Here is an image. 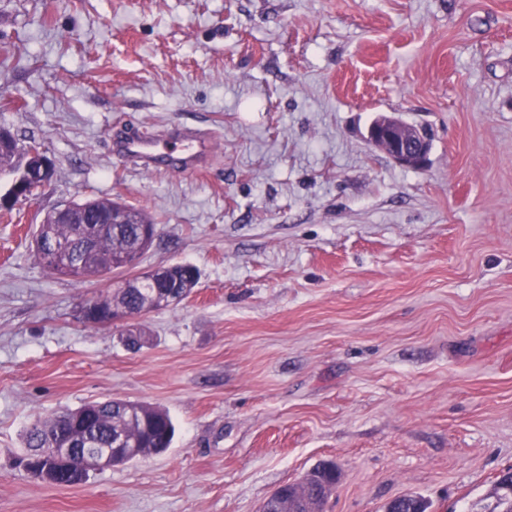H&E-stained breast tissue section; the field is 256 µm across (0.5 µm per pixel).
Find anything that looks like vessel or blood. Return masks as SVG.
I'll return each instance as SVG.
<instances>
[{"label": "vessel or blood", "mask_w": 512, "mask_h": 512, "mask_svg": "<svg viewBox=\"0 0 512 512\" xmlns=\"http://www.w3.org/2000/svg\"><path fill=\"white\" fill-rule=\"evenodd\" d=\"M213 152L214 139L202 129L175 127L158 136L120 130L112 139V153L116 157L144 163L162 160L174 172L198 170Z\"/></svg>", "instance_id": "vessel-or-blood-1"}]
</instances>
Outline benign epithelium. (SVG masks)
I'll use <instances>...</instances> for the list:
<instances>
[{"label":"benign epithelium","instance_id":"benign-epithelium-1","mask_svg":"<svg viewBox=\"0 0 512 512\" xmlns=\"http://www.w3.org/2000/svg\"><path fill=\"white\" fill-rule=\"evenodd\" d=\"M367 141L405 168H421L428 161L430 143L425 130L396 115H378L368 127ZM24 154L29 159H38L39 167L27 163L21 166L7 197L4 198L6 204L27 199L35 185L43 186L51 178L50 162L42 147L27 146ZM66 464L84 473L110 468L114 466L112 449L86 448L83 452L66 458Z\"/></svg>","mask_w":512,"mask_h":512}]
</instances>
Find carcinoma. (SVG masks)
Returning a JSON list of instances; mask_svg holds the SVG:
<instances>
[{
	"instance_id": "carcinoma-1",
	"label": "carcinoma",
	"mask_w": 512,
	"mask_h": 512,
	"mask_svg": "<svg viewBox=\"0 0 512 512\" xmlns=\"http://www.w3.org/2000/svg\"><path fill=\"white\" fill-rule=\"evenodd\" d=\"M17 140H0V172L14 170L13 158L19 152ZM102 224H91L78 216L72 222L46 220L39 225L35 239L41 247L35 248L39 261L52 273L83 279L109 274L120 268H129L148 248L143 230L154 224L140 210L110 199L90 200ZM175 274L180 282L190 284L178 288L179 299L190 295L198 283L197 271L188 265H179ZM169 287L168 281L158 280L149 285L143 277L125 278L115 289L104 295L91 297L103 312L111 307H123L133 316H143L159 308L155 295ZM175 432L170 416L156 408L122 399L88 403L70 410L64 416L38 420L26 432L27 457L40 466L49 464L43 458V448H110L112 438L124 436L126 448L116 457V463L125 464L146 454L165 452ZM333 481V474L321 465L304 480L284 485L287 508L292 512L318 510L323 500L317 499L320 490ZM398 507L406 512H428L430 504L421 496L410 495L398 500Z\"/></svg>"
}]
</instances>
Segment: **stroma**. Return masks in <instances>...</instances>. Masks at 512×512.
Masks as SVG:
<instances>
[{
	"instance_id": "1",
	"label": "stroma",
	"mask_w": 512,
	"mask_h": 512,
	"mask_svg": "<svg viewBox=\"0 0 512 512\" xmlns=\"http://www.w3.org/2000/svg\"><path fill=\"white\" fill-rule=\"evenodd\" d=\"M433 132L404 169L366 140ZM214 138L205 171L112 154L116 130ZM0 128L54 165L0 204V512H260L332 461L323 512H489L512 468V0H0ZM112 199L187 263L180 303L99 329L107 281L29 235ZM141 330L138 349L128 331ZM119 398L169 412L159 455L56 486L19 465L36 418ZM421 126L407 123L396 115L380 114L370 123L366 139L396 164L421 168L427 163L430 151L427 133Z\"/></svg>"
}]
</instances>
